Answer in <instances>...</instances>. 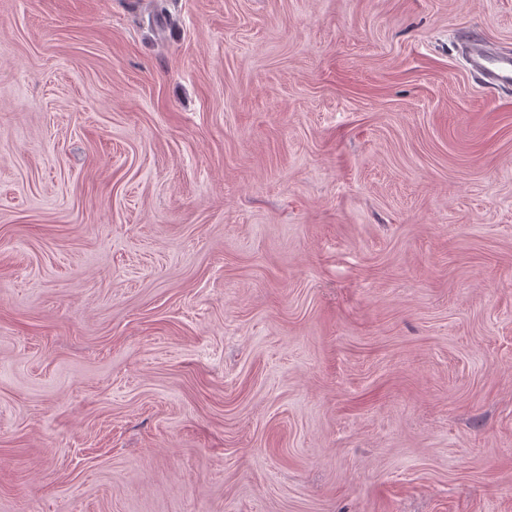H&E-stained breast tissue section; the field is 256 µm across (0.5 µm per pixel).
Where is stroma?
<instances>
[{
    "instance_id": "1",
    "label": "stroma",
    "mask_w": 512,
    "mask_h": 512,
    "mask_svg": "<svg viewBox=\"0 0 512 512\" xmlns=\"http://www.w3.org/2000/svg\"><path fill=\"white\" fill-rule=\"evenodd\" d=\"M512 0H0V512H512ZM464 59L468 67L478 73L489 88L512 87V54L492 52L480 37L463 44Z\"/></svg>"
}]
</instances>
